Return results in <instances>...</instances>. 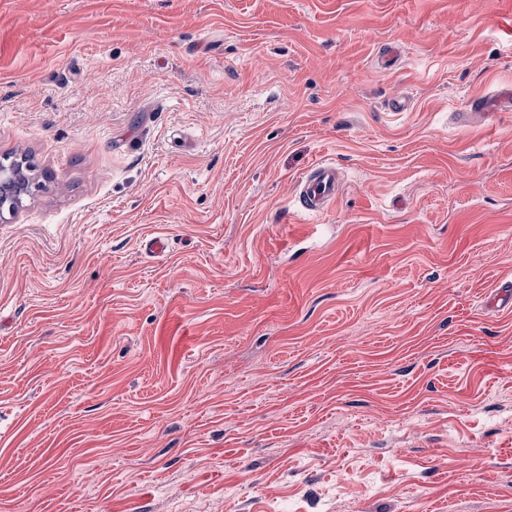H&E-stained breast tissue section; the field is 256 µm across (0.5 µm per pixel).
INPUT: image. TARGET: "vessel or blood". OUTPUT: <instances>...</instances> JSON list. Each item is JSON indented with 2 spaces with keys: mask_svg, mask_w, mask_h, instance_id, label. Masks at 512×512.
I'll return each mask as SVG.
<instances>
[{
  "mask_svg": "<svg viewBox=\"0 0 512 512\" xmlns=\"http://www.w3.org/2000/svg\"><path fill=\"white\" fill-rule=\"evenodd\" d=\"M493 110L489 98L473 97L470 109L458 113L463 125L485 122ZM343 176L333 163L320 161L311 165L296 181L295 201L298 209L307 215L318 216L329 211L340 196Z\"/></svg>",
  "mask_w": 512,
  "mask_h": 512,
  "instance_id": "b4317fda",
  "label": "vessel or blood"
}]
</instances>
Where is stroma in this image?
I'll return each mask as SVG.
<instances>
[{
	"instance_id": "stroma-1",
	"label": "stroma",
	"mask_w": 512,
	"mask_h": 512,
	"mask_svg": "<svg viewBox=\"0 0 512 512\" xmlns=\"http://www.w3.org/2000/svg\"><path fill=\"white\" fill-rule=\"evenodd\" d=\"M507 86L512 0H0V512H512ZM493 104L485 96H475L470 102V112L457 113V121L462 125L483 123L490 117ZM23 162L0 165V211L13 212L22 194L28 192L30 180ZM342 183V173L334 163H314L296 181L297 208L307 215L326 213L339 198Z\"/></svg>"
}]
</instances>
